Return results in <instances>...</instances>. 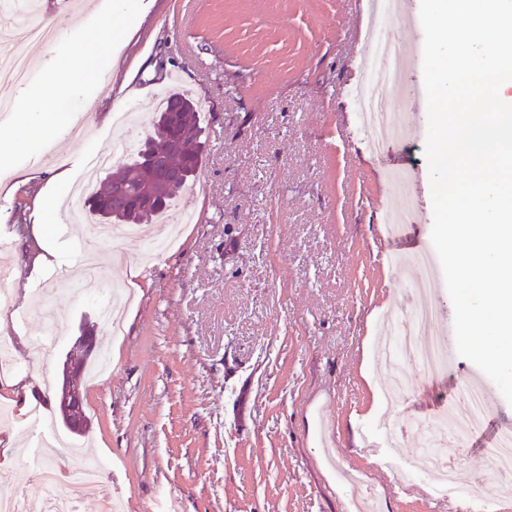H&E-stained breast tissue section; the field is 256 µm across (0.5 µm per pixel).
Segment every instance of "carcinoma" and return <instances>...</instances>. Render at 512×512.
Listing matches in <instances>:
<instances>
[{
	"mask_svg": "<svg viewBox=\"0 0 512 512\" xmlns=\"http://www.w3.org/2000/svg\"><path fill=\"white\" fill-rule=\"evenodd\" d=\"M175 110L181 113L182 122L193 131V138L179 152L172 146L168 120V113ZM202 133L200 115L196 112L189 96L180 91L169 92L156 112L153 132L128 151L127 159L123 164V173L112 179L103 189L94 191L85 200L84 207L93 223L112 225L154 223V220L169 207V203L195 180L203 162ZM145 151L154 157L156 172L161 171L166 159H172L178 153L184 158H189L191 164L184 165L181 176L170 185L163 187L157 203L149 207H132L128 205L123 195L116 194V188L126 185L137 187L152 178L144 165L143 152Z\"/></svg>",
	"mask_w": 512,
	"mask_h": 512,
	"instance_id": "carcinoma-1",
	"label": "carcinoma"
}]
</instances>
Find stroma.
Instances as JSON below:
<instances>
[{
    "label": "stroma",
    "mask_w": 512,
    "mask_h": 512,
    "mask_svg": "<svg viewBox=\"0 0 512 512\" xmlns=\"http://www.w3.org/2000/svg\"><path fill=\"white\" fill-rule=\"evenodd\" d=\"M83 25L111 21L123 48L111 71L63 97L68 120L79 105L138 119L126 147L150 130L151 104L172 86L190 90L202 114L204 157L176 207L173 245L148 255L139 240L119 256L101 251L100 278L77 280L88 224L64 210L40 212L28 178L64 201L81 160L112 148L111 122L89 136L15 147L22 130L0 116V237L11 239L15 281L32 300L64 310L48 355L15 352L6 380L39 376L27 401H11L19 420L0 425V457L17 475L43 464L77 467L58 440H71L51 391L81 323L99 321L111 281L142 286L124 312L123 336L98 330L111 368L83 382L92 421L88 456L101 463L109 493L126 512H353L339 471L361 470L378 512H457L433 497L429 473L377 463L369 422L388 384L374 357L384 310L404 323L419 272L388 265L391 252L432 246L433 207L424 154L427 102L403 103L409 138L372 153L361 130L354 64L367 49L369 0H91ZM65 36L40 52L27 83H0V102L39 93L55 60L74 53ZM413 174L400 194L385 170ZM411 214L401 239L388 238L381 212ZM40 232L52 267L36 278L16 220ZM476 366L451 353L446 375L405 367L407 390L390 410L407 459L418 453L417 424L448 407L456 382Z\"/></svg>",
    "instance_id": "1"
}]
</instances>
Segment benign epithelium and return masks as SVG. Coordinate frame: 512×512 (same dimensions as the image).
I'll return each instance as SVG.
<instances>
[{
    "instance_id": "7a95c632",
    "label": "benign epithelium",
    "mask_w": 512,
    "mask_h": 512,
    "mask_svg": "<svg viewBox=\"0 0 512 512\" xmlns=\"http://www.w3.org/2000/svg\"><path fill=\"white\" fill-rule=\"evenodd\" d=\"M74 348L77 349V356H68L62 363L55 402L62 421L70 428L81 431L90 426L84 412L80 377L82 360L95 356L98 351L93 324L85 322L79 327V336L75 339Z\"/></svg>"
}]
</instances>
